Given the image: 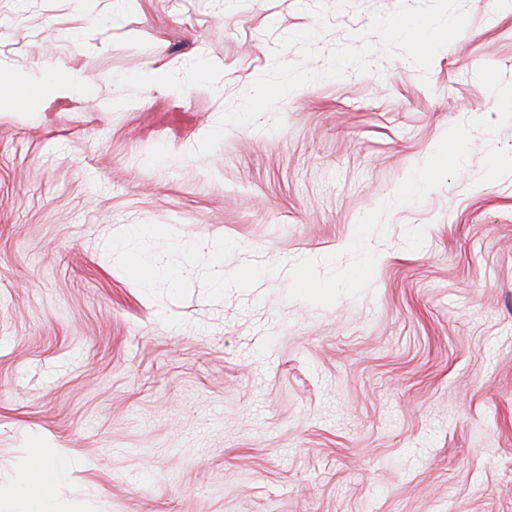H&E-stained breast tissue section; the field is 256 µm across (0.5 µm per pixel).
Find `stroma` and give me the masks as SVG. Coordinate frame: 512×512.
<instances>
[{"label":"stroma","instance_id":"1","mask_svg":"<svg viewBox=\"0 0 512 512\" xmlns=\"http://www.w3.org/2000/svg\"><path fill=\"white\" fill-rule=\"evenodd\" d=\"M320 3L315 69L398 0H0V480L53 447L62 512H512V176L475 181L512 123L391 209L370 289L286 297L497 119L476 71L512 83V0H464L427 77L375 57L197 155ZM128 224L179 288L129 275ZM42 458L46 469L52 475L51 485L60 482L67 476L68 461L63 452L47 453L42 451Z\"/></svg>","mask_w":512,"mask_h":512}]
</instances>
